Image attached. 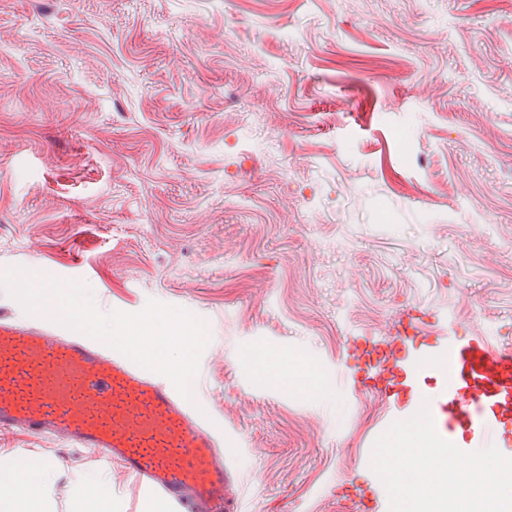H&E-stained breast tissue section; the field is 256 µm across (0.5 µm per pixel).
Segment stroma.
<instances>
[{"label": "stroma", "mask_w": 512, "mask_h": 512, "mask_svg": "<svg viewBox=\"0 0 512 512\" xmlns=\"http://www.w3.org/2000/svg\"><path fill=\"white\" fill-rule=\"evenodd\" d=\"M205 320L194 385L238 512H349L363 337L403 310L512 348V0H0V268ZM333 392L258 377L254 354ZM54 512L120 462L0 431Z\"/></svg>", "instance_id": "1"}]
</instances>
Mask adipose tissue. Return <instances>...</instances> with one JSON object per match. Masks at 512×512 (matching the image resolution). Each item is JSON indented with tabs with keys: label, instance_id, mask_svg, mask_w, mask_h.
Instances as JSON below:
<instances>
[{
	"label": "adipose tissue",
	"instance_id": "adipose-tissue-1",
	"mask_svg": "<svg viewBox=\"0 0 512 512\" xmlns=\"http://www.w3.org/2000/svg\"><path fill=\"white\" fill-rule=\"evenodd\" d=\"M49 467L17 457L0 467V512H52Z\"/></svg>",
	"mask_w": 512,
	"mask_h": 512
}]
</instances>
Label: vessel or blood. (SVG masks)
Masks as SVG:
<instances>
[{
  "label": "vessel or blood",
  "instance_id": "1",
  "mask_svg": "<svg viewBox=\"0 0 512 512\" xmlns=\"http://www.w3.org/2000/svg\"><path fill=\"white\" fill-rule=\"evenodd\" d=\"M362 355L360 388L385 399L387 422L422 402L441 438L462 433L460 450L512 445L511 348L408 311L393 335L364 337ZM404 366L434 374L425 399L401 382ZM0 430L96 449L173 512H237L223 433L126 356L48 323L0 319Z\"/></svg>",
  "mask_w": 512,
  "mask_h": 512
}]
</instances>
